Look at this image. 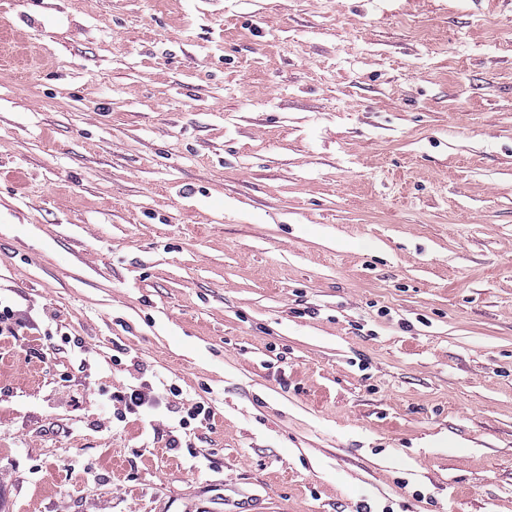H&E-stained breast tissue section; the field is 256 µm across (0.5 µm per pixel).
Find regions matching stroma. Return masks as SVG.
I'll use <instances>...</instances> for the list:
<instances>
[{"instance_id": "stroma-1", "label": "stroma", "mask_w": 512, "mask_h": 512, "mask_svg": "<svg viewBox=\"0 0 512 512\" xmlns=\"http://www.w3.org/2000/svg\"><path fill=\"white\" fill-rule=\"evenodd\" d=\"M0 303V512H512V0H0Z\"/></svg>"}]
</instances>
